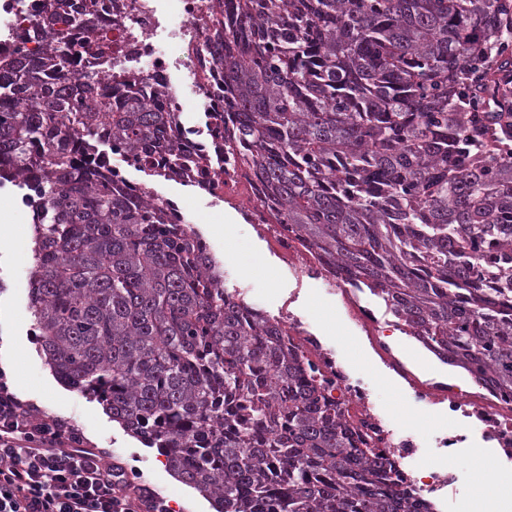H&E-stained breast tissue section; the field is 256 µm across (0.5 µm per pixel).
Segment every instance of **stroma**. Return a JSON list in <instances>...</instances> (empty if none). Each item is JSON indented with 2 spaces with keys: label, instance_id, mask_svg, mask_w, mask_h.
<instances>
[{
  "label": "stroma",
  "instance_id": "35a3bbf8",
  "mask_svg": "<svg viewBox=\"0 0 512 512\" xmlns=\"http://www.w3.org/2000/svg\"><path fill=\"white\" fill-rule=\"evenodd\" d=\"M139 180H150L163 194L183 201L195 217L196 225L215 241L218 254L225 263L236 269L227 288L245 284L268 307H276L286 297L293 284L284 271L245 225L225 221L222 210L209 207L206 200L192 189L165 181L160 177H147L139 173ZM33 264L32 250L16 253L0 251V342L10 341L22 356L18 374H7L12 392L33 405L37 413L60 417L80 429L89 447L104 449L107 460L122 464L134 480L148 485L170 502V512H193L191 505L178 506L174 500L176 487L168 484L160 466L164 456L128 435L113 421L96 400L72 390H65L63 398H56L58 379H47L48 366L39 351L29 311L28 269ZM299 304L313 322L330 331L336 346L353 367H360V356L365 346L346 324L339 321L327 294L317 282H310L300 293ZM377 382V397L395 421L413 422L424 431L447 427L444 414L417 405L396 385L384 379L380 371H373Z\"/></svg>",
  "mask_w": 512,
  "mask_h": 512
}]
</instances>
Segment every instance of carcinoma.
<instances>
[{"mask_svg": "<svg viewBox=\"0 0 512 512\" xmlns=\"http://www.w3.org/2000/svg\"><path fill=\"white\" fill-rule=\"evenodd\" d=\"M236 139L288 223L406 334L512 392V0H230ZM0 54V184L35 190L29 310L68 388L160 450L217 512H412L396 464L352 446L279 329L244 322L224 263L90 158L147 160L167 124L67 52Z\"/></svg>", "mask_w": 512, "mask_h": 512, "instance_id": "carcinoma-1", "label": "carcinoma"}]
</instances>
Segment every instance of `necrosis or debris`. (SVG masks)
<instances>
[{
	"instance_id": "1",
	"label": "necrosis or debris",
	"mask_w": 512,
	"mask_h": 512,
	"mask_svg": "<svg viewBox=\"0 0 512 512\" xmlns=\"http://www.w3.org/2000/svg\"><path fill=\"white\" fill-rule=\"evenodd\" d=\"M223 8L224 0H61L59 17L77 9L87 23L86 28L66 31L75 52L61 76L71 82L94 76L97 92L111 101L113 110H121L134 96L149 108L170 113L165 140L193 159L188 167L171 173L173 181L204 192L210 206L234 210L296 283H324L337 311L366 338L414 401L459 419L456 430L429 434L399 426L378 401L374 381L353 371L335 343L297 307V292L276 306L272 320L281 329L282 346L307 360L357 446L395 460L412 490L413 512L432 502L435 512H448V495L459 489L456 462L463 444L478 441L496 449L504 461H512V394L422 378L390 343L392 320L378 317L363 289L337 279L334 263L311 248L296 225L284 220L259 170L225 146L235 115L233 94L218 64L224 47ZM44 14V0H0V50L39 60L43 46L34 41L31 30ZM91 31L101 36L93 47L86 44ZM190 92L199 104L193 117L186 98ZM137 167L127 155L112 156L114 181L131 195L155 203L165 223L192 224V216L175 200L130 179V171ZM426 460L431 472L423 478L419 471Z\"/></svg>"
}]
</instances>
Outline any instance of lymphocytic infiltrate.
<instances>
[{
  "label": "lymphocytic infiltrate",
  "instance_id": "lymphocytic-infiltrate-1",
  "mask_svg": "<svg viewBox=\"0 0 512 512\" xmlns=\"http://www.w3.org/2000/svg\"><path fill=\"white\" fill-rule=\"evenodd\" d=\"M0 512H168L68 422L37 413L0 377Z\"/></svg>",
  "mask_w": 512,
  "mask_h": 512
}]
</instances>
